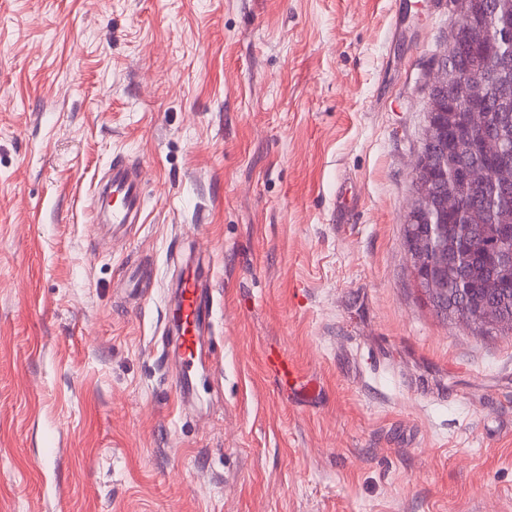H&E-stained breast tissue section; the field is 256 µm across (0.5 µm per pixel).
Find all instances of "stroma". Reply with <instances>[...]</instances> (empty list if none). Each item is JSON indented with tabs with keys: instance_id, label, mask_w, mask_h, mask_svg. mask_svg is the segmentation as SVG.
Wrapping results in <instances>:
<instances>
[{
	"instance_id": "1",
	"label": "stroma",
	"mask_w": 512,
	"mask_h": 512,
	"mask_svg": "<svg viewBox=\"0 0 512 512\" xmlns=\"http://www.w3.org/2000/svg\"><path fill=\"white\" fill-rule=\"evenodd\" d=\"M456 20L0 0V512H512V336L438 317L404 245ZM118 157L146 205L116 239L92 192ZM199 262L213 354L183 398ZM206 289L207 286L197 268L188 271L177 284L173 322L179 350L175 385L180 394L184 393L188 386L189 368L196 357L198 347H201L211 316ZM264 364L266 371L281 383L288 379H299V371L294 361L280 349L266 350Z\"/></svg>"
}]
</instances>
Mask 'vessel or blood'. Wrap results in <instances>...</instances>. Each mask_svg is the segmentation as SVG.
Wrapping results in <instances>:
<instances>
[{
    "mask_svg": "<svg viewBox=\"0 0 512 512\" xmlns=\"http://www.w3.org/2000/svg\"><path fill=\"white\" fill-rule=\"evenodd\" d=\"M144 168L141 163L122 158L113 160L108 181L96 188L98 198H111L112 209L108 214L110 224L120 228L141 223L144 212ZM211 309L207 286L199 270L186 273L178 282L173 313L174 329L178 336V362L175 381L178 391L188 386V372L209 324ZM266 371L279 381L298 378L294 361L279 349H268L264 355Z\"/></svg>",
    "mask_w": 512,
    "mask_h": 512,
    "instance_id": "1",
    "label": "vessel or blood"
}]
</instances>
